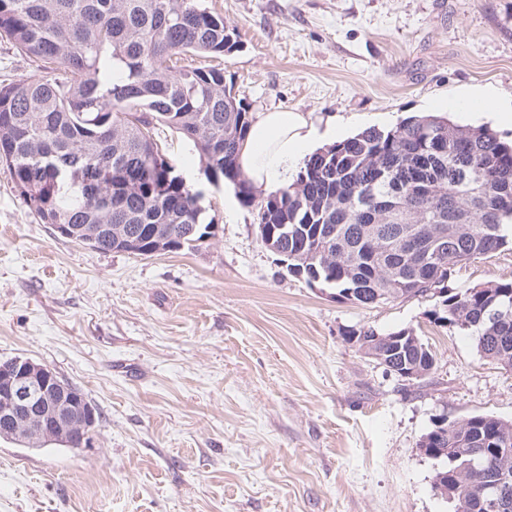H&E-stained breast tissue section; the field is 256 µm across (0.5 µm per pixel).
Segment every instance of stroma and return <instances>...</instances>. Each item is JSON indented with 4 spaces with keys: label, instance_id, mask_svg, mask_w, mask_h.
I'll use <instances>...</instances> for the list:
<instances>
[{
    "label": "stroma",
    "instance_id": "35a3bbf8",
    "mask_svg": "<svg viewBox=\"0 0 512 512\" xmlns=\"http://www.w3.org/2000/svg\"><path fill=\"white\" fill-rule=\"evenodd\" d=\"M248 112L288 109L345 139L410 115L512 127V0H213ZM218 232L193 251L103 254L41 223L0 164V360L48 365L100 414L89 448L0 439V512H455L418 444L441 418L512 422V370L434 319L438 296L363 306L288 274L233 185L159 131ZM512 281V245L448 287ZM413 331L436 359L407 384L348 343Z\"/></svg>",
    "mask_w": 512,
    "mask_h": 512
}]
</instances>
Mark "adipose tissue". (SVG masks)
<instances>
[{"instance_id": "ef3b65f1", "label": "adipose tissue", "mask_w": 512, "mask_h": 512, "mask_svg": "<svg viewBox=\"0 0 512 512\" xmlns=\"http://www.w3.org/2000/svg\"><path fill=\"white\" fill-rule=\"evenodd\" d=\"M301 113L274 110L255 113L239 152V165L251 185L270 194L284 187L306 152L331 143Z\"/></svg>"}]
</instances>
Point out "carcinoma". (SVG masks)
Instances as JSON below:
<instances>
[{"label":"carcinoma","instance_id":"obj_1","mask_svg":"<svg viewBox=\"0 0 512 512\" xmlns=\"http://www.w3.org/2000/svg\"><path fill=\"white\" fill-rule=\"evenodd\" d=\"M0 39L41 63L40 79L0 85V164L44 224H110L90 248L123 253L114 234L164 224L182 249L199 246L216 223L178 179L155 138L165 126L187 141L214 177L237 188L257 221L288 225L275 238L288 266L305 281L373 305L448 289L458 264L492 254L512 240V144L487 126L468 127L435 115L410 116L395 128H367L310 156L296 180L261 200L238 164L249 119L243 100L224 83L221 64L195 66L236 48L234 32L208 0H0ZM57 163L96 179L105 195L69 190L36 162ZM136 172L125 196L99 182ZM196 227L199 235L189 236ZM448 234V252L416 264L420 233ZM437 320L475 337L480 353L512 369V282L446 294ZM417 340L394 366H431ZM452 447L481 450L480 471L455 476L451 456L433 483L460 485L462 512H483L486 476L512 480V423L474 415L450 427Z\"/></svg>","mask_w":512,"mask_h":512}]
</instances>
